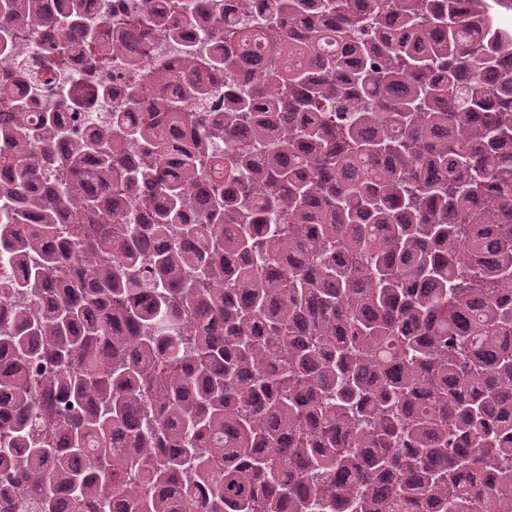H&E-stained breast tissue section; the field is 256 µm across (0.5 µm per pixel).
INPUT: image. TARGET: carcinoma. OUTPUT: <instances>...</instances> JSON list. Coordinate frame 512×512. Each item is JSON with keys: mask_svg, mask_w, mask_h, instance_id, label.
I'll use <instances>...</instances> for the list:
<instances>
[{"mask_svg": "<svg viewBox=\"0 0 512 512\" xmlns=\"http://www.w3.org/2000/svg\"><path fill=\"white\" fill-rule=\"evenodd\" d=\"M102 2L0 0V497L512 512V0Z\"/></svg>", "mask_w": 512, "mask_h": 512, "instance_id": "obj_1", "label": "carcinoma"}]
</instances>
